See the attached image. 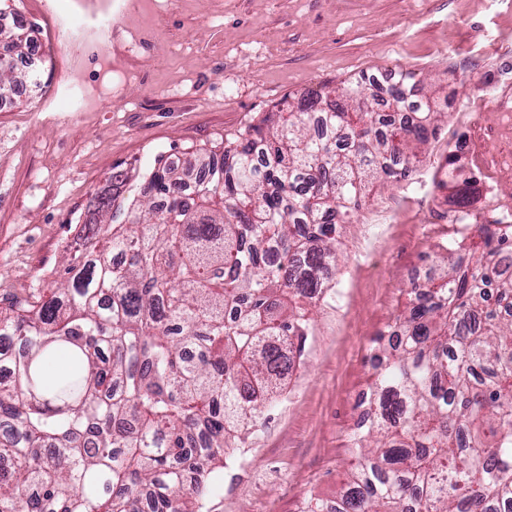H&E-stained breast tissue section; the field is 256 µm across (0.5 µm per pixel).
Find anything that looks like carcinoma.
I'll use <instances>...</instances> for the list:
<instances>
[{
  "label": "carcinoma",
  "instance_id": "cac0c4a2",
  "mask_svg": "<svg viewBox=\"0 0 512 512\" xmlns=\"http://www.w3.org/2000/svg\"><path fill=\"white\" fill-rule=\"evenodd\" d=\"M24 20L0 26V100L33 73ZM333 98L283 104L222 151L163 157L127 194L89 201L91 249L49 293L0 315V512H211L224 457L301 363L309 306L331 288L337 234L375 187L410 178L448 118L406 71ZM456 155L439 187L457 208L474 180ZM481 253L437 245L388 334L352 445L363 460L302 512H512V230L480 225ZM69 365L50 373L56 353Z\"/></svg>",
  "mask_w": 512,
  "mask_h": 512
}]
</instances>
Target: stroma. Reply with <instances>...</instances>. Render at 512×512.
Here are the masks:
<instances>
[{"label": "stroma", "instance_id": "1", "mask_svg": "<svg viewBox=\"0 0 512 512\" xmlns=\"http://www.w3.org/2000/svg\"><path fill=\"white\" fill-rule=\"evenodd\" d=\"M111 36H65L70 0H6L38 44L39 90L0 108V307L55 287L86 206L113 173L222 147L290 95L408 69L448 95L424 166L391 182L340 236L332 299L302 363L215 481L211 512H300L336 497L374 338L408 273L450 240L439 164L456 151L512 205V0H119Z\"/></svg>", "mask_w": 512, "mask_h": 512}]
</instances>
